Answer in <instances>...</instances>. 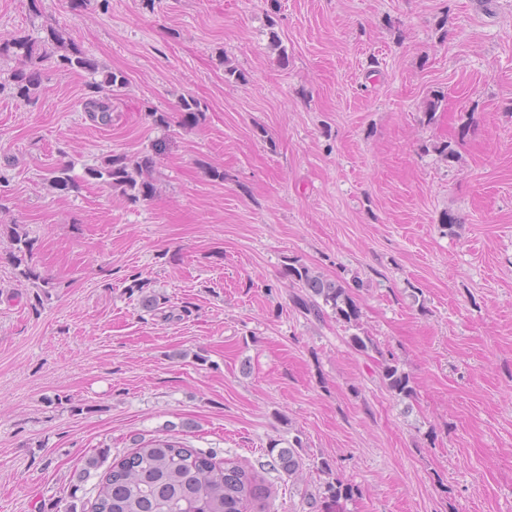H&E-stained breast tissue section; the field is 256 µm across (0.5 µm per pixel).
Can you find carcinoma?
Segmentation results:
<instances>
[{"instance_id":"1","label":"carcinoma","mask_w":512,"mask_h":512,"mask_svg":"<svg viewBox=\"0 0 512 512\" xmlns=\"http://www.w3.org/2000/svg\"><path fill=\"white\" fill-rule=\"evenodd\" d=\"M10 53L30 57L34 48L23 37L0 40V56ZM59 65L65 72L95 69L89 59L77 53L61 55ZM12 79L16 95L26 99L36 96L42 84L41 71L33 65L16 70ZM125 83L124 75L112 71L91 83L84 111L92 121L105 125L112 120L111 102L103 94L104 88ZM180 110L186 125L202 118L200 104L193 98L182 99ZM167 150L168 140L157 139L144 153L108 155L99 167L88 170V175L123 189L134 202L146 200L155 190L150 173ZM11 241V264L28 279L40 278L29 265L32 248L28 233L18 224L12 229ZM288 273L300 285L294 304L302 313L319 317L329 309L337 319L357 326L360 310L351 288L316 275L306 266H292ZM380 371L391 392L402 397L412 395L410 376L395 359L381 358ZM299 447L301 441L297 439L295 445L279 449L274 458V464L290 477L301 467ZM353 495L354 488L341 479L328 480L309 498L310 512H328L332 505ZM264 500L263 478L257 471L229 460L216 462L212 455L173 438L157 437L139 441L130 454L112 464L97 486L92 512H265Z\"/></svg>"}]
</instances>
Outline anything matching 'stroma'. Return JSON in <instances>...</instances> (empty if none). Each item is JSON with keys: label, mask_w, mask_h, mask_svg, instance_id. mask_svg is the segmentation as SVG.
<instances>
[{"label": "stroma", "mask_w": 512, "mask_h": 512, "mask_svg": "<svg viewBox=\"0 0 512 512\" xmlns=\"http://www.w3.org/2000/svg\"><path fill=\"white\" fill-rule=\"evenodd\" d=\"M14 36L35 52L0 57V512H90L158 436L258 470L266 512L331 475L339 512H512V0H0ZM75 51L94 70L61 72ZM110 71L105 126L83 104ZM159 138L151 198L89 177ZM296 262L351 287L358 328L299 312ZM296 441L291 477L271 449ZM12 79L16 95L26 99L36 97L42 84L41 71L34 65L24 66L16 70ZM14 226L15 227L12 229V247L9 252V261L16 269L23 266V269L19 270V273L25 278H37L38 273L29 265V261H31L32 244L28 238V233L20 228L19 224H15ZM379 365L382 381L391 392L402 397H410L412 395L413 387L410 376L399 368L393 356L387 359L381 355Z\"/></svg>", "instance_id": "1"}]
</instances>
